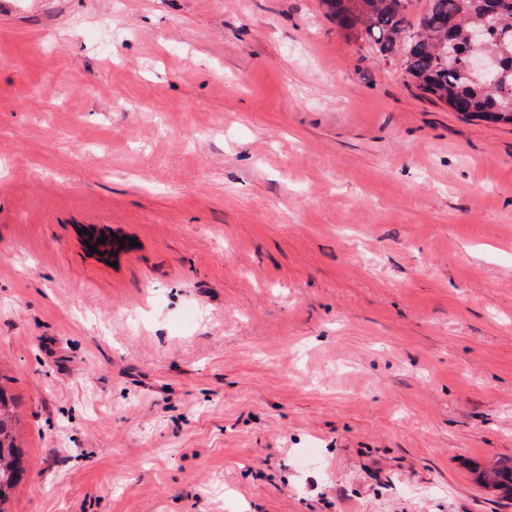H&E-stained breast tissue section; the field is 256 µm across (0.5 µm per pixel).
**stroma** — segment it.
Returning <instances> with one entry per match:
<instances>
[{"instance_id": "obj_1", "label": "stroma", "mask_w": 512, "mask_h": 512, "mask_svg": "<svg viewBox=\"0 0 512 512\" xmlns=\"http://www.w3.org/2000/svg\"><path fill=\"white\" fill-rule=\"evenodd\" d=\"M0 382L8 512H512V123L319 0H0ZM12 400L0 384V512L19 483L23 467L16 446Z\"/></svg>"}]
</instances>
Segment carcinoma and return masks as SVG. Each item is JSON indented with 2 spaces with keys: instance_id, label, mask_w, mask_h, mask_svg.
Wrapping results in <instances>:
<instances>
[{
  "instance_id": "cac0c4a2",
  "label": "carcinoma",
  "mask_w": 512,
  "mask_h": 512,
  "mask_svg": "<svg viewBox=\"0 0 512 512\" xmlns=\"http://www.w3.org/2000/svg\"><path fill=\"white\" fill-rule=\"evenodd\" d=\"M412 0H321L327 15L349 35L366 36L382 60L399 56L409 83L426 97L463 115L512 120V0H425L419 12ZM485 28V55L498 58L496 82L465 71L460 61L442 55L440 43L453 42L462 53L472 50L468 33ZM101 235L88 245L105 255L129 249L118 239ZM23 472L16 446L12 400L0 386V512ZM492 485L512 493V463L503 462L486 474Z\"/></svg>"
}]
</instances>
